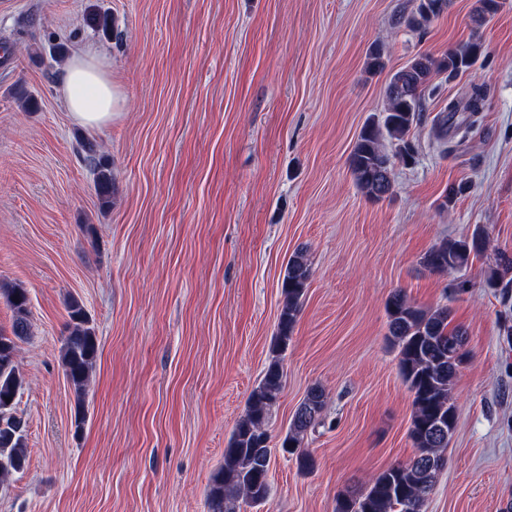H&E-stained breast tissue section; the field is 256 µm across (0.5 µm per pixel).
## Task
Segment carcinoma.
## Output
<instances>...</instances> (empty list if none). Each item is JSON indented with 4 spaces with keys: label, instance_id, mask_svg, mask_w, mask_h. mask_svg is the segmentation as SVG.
Listing matches in <instances>:
<instances>
[{
    "label": "carcinoma",
    "instance_id": "obj_1",
    "mask_svg": "<svg viewBox=\"0 0 512 512\" xmlns=\"http://www.w3.org/2000/svg\"><path fill=\"white\" fill-rule=\"evenodd\" d=\"M414 11L399 15L396 23L412 30L426 29L447 8L448 0H416ZM485 50L481 42H465L439 56L422 53L394 71L387 85V100L382 113L362 128L350 154L349 165L359 190L370 200H381L394 191V159L409 164L415 160L413 132L420 121L423 102L430 93L432 76L446 74L455 78L473 69ZM487 88L474 83L461 100H451L436 116L440 132H448V122L455 131L467 133L466 121L454 122L459 112H479L487 102ZM396 145L389 153L385 139ZM82 150L92 158L96 172V192L101 207L108 208L113 199L112 164L98 154L95 144L81 141ZM489 241L478 226L472 235L451 239L433 246L423 257V265L433 272L451 274L466 269L473 258L486 251ZM311 268L306 255L296 252L289 259L282 278V307L279 314L275 347L288 348L307 293ZM486 283L497 288L512 283V258L500 254L485 271ZM13 311L11 331H0V479L24 470L27 462L24 447V421L15 414L14 404L6 399L17 396L23 379L15 356L19 343L31 336L29 297L25 289L3 288ZM389 336L398 349L402 378L413 396L409 435L417 453L406 464L392 466L375 475L356 494H341L335 512H423L432 493L438 472L444 465L443 452L456 425V407L452 391L465 353H448V342L464 343V331L450 326L446 307L424 309L400 290L386 302ZM67 335L60 348L66 378L76 394L75 426L85 421V402L89 374L99 350L94 326L76 299L68 305ZM283 371L279 360L268 364L263 378L253 389L244 416L224 448V464L213 475L207 494L208 512H236L238 499L257 503L269 494L271 449L268 423L282 389ZM325 395L311 388L296 409L281 448L297 455L300 469L314 466L310 454L302 450L308 432L323 421Z\"/></svg>",
    "mask_w": 512,
    "mask_h": 512
}]
</instances>
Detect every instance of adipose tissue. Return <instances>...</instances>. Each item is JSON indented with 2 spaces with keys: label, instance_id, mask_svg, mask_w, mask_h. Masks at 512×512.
Instances as JSON below:
<instances>
[{
  "label": "adipose tissue",
  "instance_id": "ef3b65f1",
  "mask_svg": "<svg viewBox=\"0 0 512 512\" xmlns=\"http://www.w3.org/2000/svg\"><path fill=\"white\" fill-rule=\"evenodd\" d=\"M58 88L72 121L81 127L99 129L122 108L123 94L112 81L107 53L87 45L72 51L57 75Z\"/></svg>",
  "mask_w": 512,
  "mask_h": 512
}]
</instances>
